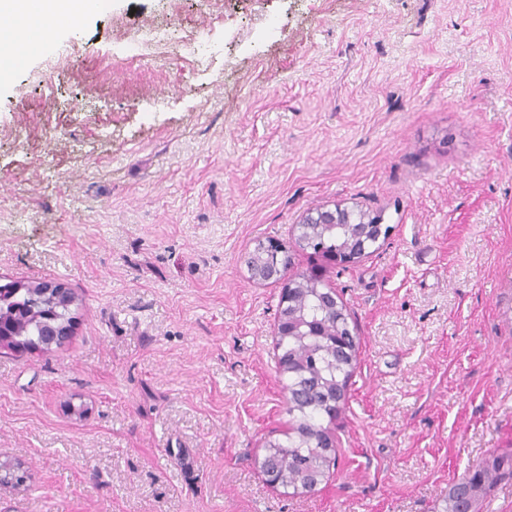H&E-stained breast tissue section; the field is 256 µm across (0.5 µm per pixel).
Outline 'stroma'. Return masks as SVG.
<instances>
[{"instance_id":"obj_1","label":"stroma","mask_w":512,"mask_h":512,"mask_svg":"<svg viewBox=\"0 0 512 512\" xmlns=\"http://www.w3.org/2000/svg\"><path fill=\"white\" fill-rule=\"evenodd\" d=\"M50 47L0 84V284H64L75 321L0 350V512H436L512 451V0H102ZM338 205L390 228L346 267L296 243ZM268 240L360 341L309 494L260 471L290 420ZM169 40V32L163 27H152L147 30L136 29L130 36L129 44L135 45L140 56H145L152 47L165 45Z\"/></svg>"}]
</instances>
